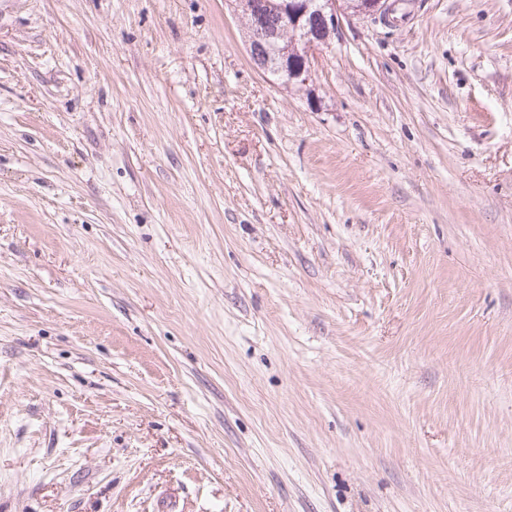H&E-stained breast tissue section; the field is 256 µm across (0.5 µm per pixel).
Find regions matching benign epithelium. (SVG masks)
<instances>
[{"instance_id": "1", "label": "benign epithelium", "mask_w": 512, "mask_h": 512, "mask_svg": "<svg viewBox=\"0 0 512 512\" xmlns=\"http://www.w3.org/2000/svg\"><path fill=\"white\" fill-rule=\"evenodd\" d=\"M245 17L264 10L270 0H230ZM409 0H283L282 11L288 24L268 30L248 26V48L266 44L271 53L256 59V68L267 73L277 69L289 82L306 85L312 81L324 45L336 35L340 23L350 17L393 15Z\"/></svg>"}]
</instances>
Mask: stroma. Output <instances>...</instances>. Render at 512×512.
<instances>
[{
	"instance_id": "obj_1",
	"label": "stroma",
	"mask_w": 512,
	"mask_h": 512,
	"mask_svg": "<svg viewBox=\"0 0 512 512\" xmlns=\"http://www.w3.org/2000/svg\"><path fill=\"white\" fill-rule=\"evenodd\" d=\"M245 33L0 0V512H512V0Z\"/></svg>"
}]
</instances>
